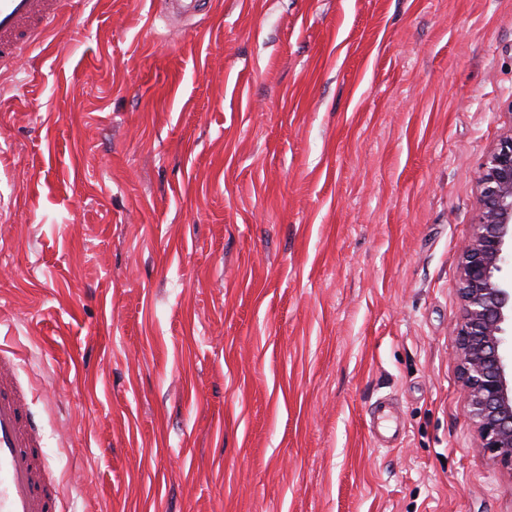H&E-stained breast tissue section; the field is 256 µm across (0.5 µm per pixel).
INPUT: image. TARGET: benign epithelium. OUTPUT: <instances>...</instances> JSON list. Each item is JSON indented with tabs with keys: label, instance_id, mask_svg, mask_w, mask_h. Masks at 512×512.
I'll list each match as a JSON object with an SVG mask.
<instances>
[{
	"label": "benign epithelium",
	"instance_id": "benign-epithelium-1",
	"mask_svg": "<svg viewBox=\"0 0 512 512\" xmlns=\"http://www.w3.org/2000/svg\"><path fill=\"white\" fill-rule=\"evenodd\" d=\"M477 229L461 250L460 367L469 417L512 468V131L479 174Z\"/></svg>",
	"mask_w": 512,
	"mask_h": 512
}]
</instances>
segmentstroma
<instances>
[{
  "label": "stroma",
  "mask_w": 512,
  "mask_h": 512,
  "mask_svg": "<svg viewBox=\"0 0 512 512\" xmlns=\"http://www.w3.org/2000/svg\"><path fill=\"white\" fill-rule=\"evenodd\" d=\"M511 131L512 0H66L0 69V348L65 512H512L458 362Z\"/></svg>",
  "instance_id": "35a3bbf8"
}]
</instances>
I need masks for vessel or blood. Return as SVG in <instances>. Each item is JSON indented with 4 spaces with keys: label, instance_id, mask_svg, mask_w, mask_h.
<instances>
[{
    "label": "vessel or blood",
    "instance_id": "obj_1",
    "mask_svg": "<svg viewBox=\"0 0 512 512\" xmlns=\"http://www.w3.org/2000/svg\"><path fill=\"white\" fill-rule=\"evenodd\" d=\"M62 0H0V64L39 41L61 17ZM17 363L0 350V512H59L42 438L28 416V397L17 385Z\"/></svg>",
    "mask_w": 512,
    "mask_h": 512
}]
</instances>
